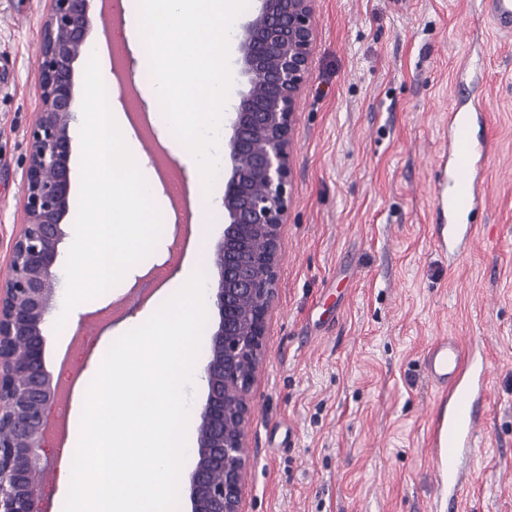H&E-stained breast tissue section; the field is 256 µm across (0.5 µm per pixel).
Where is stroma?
<instances>
[{
    "mask_svg": "<svg viewBox=\"0 0 512 512\" xmlns=\"http://www.w3.org/2000/svg\"><path fill=\"white\" fill-rule=\"evenodd\" d=\"M471 0H314L311 66L295 108L292 190L263 368L251 389L253 460L244 512H438L425 357L442 336L484 344L489 425L474 451L466 512H512V35ZM42 0H0V244L17 229L26 134L39 105ZM482 74L488 142L476 238L456 256L436 242L435 163L448 149L460 63ZM192 216L224 233V181L204 192L171 156ZM153 252L55 331L47 368L60 385L94 349L154 313L194 250L166 190ZM151 298L111 320L135 286Z\"/></svg>",
    "mask_w": 512,
    "mask_h": 512,
    "instance_id": "1",
    "label": "stroma"
}]
</instances>
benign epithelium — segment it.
Masks as SVG:
<instances>
[{
    "label": "benign epithelium",
    "mask_w": 512,
    "mask_h": 512,
    "mask_svg": "<svg viewBox=\"0 0 512 512\" xmlns=\"http://www.w3.org/2000/svg\"><path fill=\"white\" fill-rule=\"evenodd\" d=\"M47 2L23 221L0 276V512H40L48 410L59 399L43 325L54 307L61 223L70 212L71 130L81 119L76 64L85 57L93 17L91 0ZM258 2L237 34L246 88L224 137V237L211 253L217 317L208 337L207 395L195 427L187 512H243L250 390L277 295L295 102L311 64L313 0Z\"/></svg>",
    "instance_id": "1"
}]
</instances>
